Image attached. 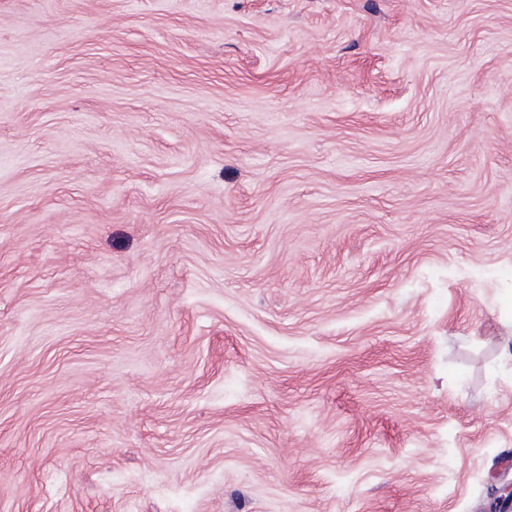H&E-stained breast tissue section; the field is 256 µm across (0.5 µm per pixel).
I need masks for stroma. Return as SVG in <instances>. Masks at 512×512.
<instances>
[{
  "label": "stroma",
  "instance_id": "stroma-1",
  "mask_svg": "<svg viewBox=\"0 0 512 512\" xmlns=\"http://www.w3.org/2000/svg\"><path fill=\"white\" fill-rule=\"evenodd\" d=\"M510 315L512 0H0V512H486Z\"/></svg>",
  "mask_w": 512,
  "mask_h": 512
}]
</instances>
